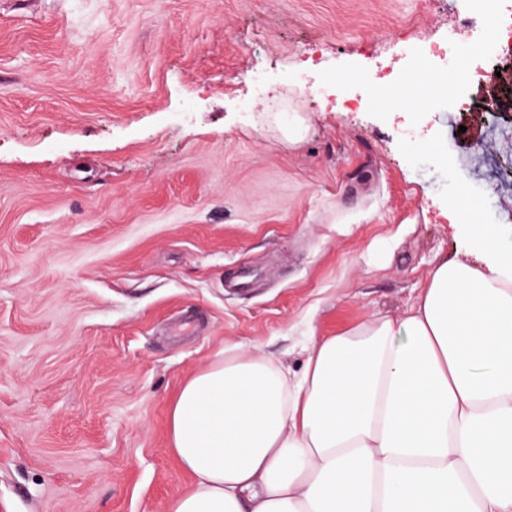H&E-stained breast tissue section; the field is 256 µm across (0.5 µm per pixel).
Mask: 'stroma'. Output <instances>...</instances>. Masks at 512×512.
Wrapping results in <instances>:
<instances>
[{
	"label": "stroma",
	"instance_id": "35a3bbf8",
	"mask_svg": "<svg viewBox=\"0 0 512 512\" xmlns=\"http://www.w3.org/2000/svg\"><path fill=\"white\" fill-rule=\"evenodd\" d=\"M459 6L0 0V512H167L190 376L230 348L301 371L479 228L512 252V122L471 106L512 68L408 113L301 89L408 76L470 43ZM452 179L492 194L460 232ZM423 50V63L432 68L435 77H439L441 74L448 71V61L450 57H452V67L456 58L461 54H465L468 48L465 46L459 49H452L448 46L447 39L431 38L425 41Z\"/></svg>",
	"mask_w": 512,
	"mask_h": 512
}]
</instances>
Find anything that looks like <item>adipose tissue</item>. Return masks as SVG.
Instances as JSON below:
<instances>
[{
    "label": "adipose tissue",
    "mask_w": 512,
    "mask_h": 512,
    "mask_svg": "<svg viewBox=\"0 0 512 512\" xmlns=\"http://www.w3.org/2000/svg\"><path fill=\"white\" fill-rule=\"evenodd\" d=\"M478 251L400 318L314 337L301 372L228 354L189 378L168 512H512V253Z\"/></svg>",
    "instance_id": "obj_1"
}]
</instances>
